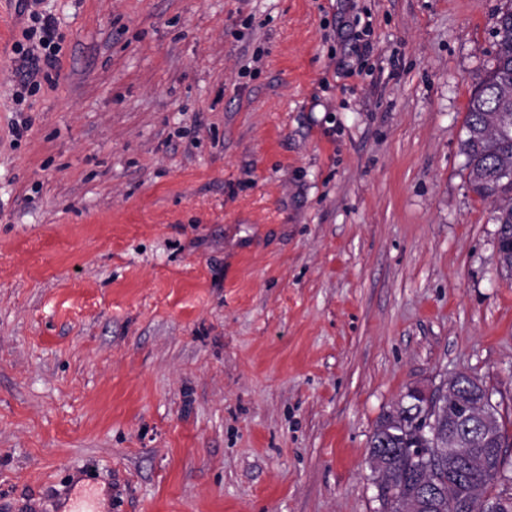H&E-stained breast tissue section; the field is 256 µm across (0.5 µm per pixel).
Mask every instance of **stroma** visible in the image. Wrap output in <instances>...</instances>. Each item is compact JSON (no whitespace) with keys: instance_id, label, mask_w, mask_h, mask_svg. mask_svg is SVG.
I'll list each match as a JSON object with an SVG mask.
<instances>
[{"instance_id":"obj_1","label":"stroma","mask_w":512,"mask_h":512,"mask_svg":"<svg viewBox=\"0 0 512 512\" xmlns=\"http://www.w3.org/2000/svg\"><path fill=\"white\" fill-rule=\"evenodd\" d=\"M507 0H41L0 54V512H380L368 444L512 275L466 106ZM259 62H252L253 54ZM30 20L39 25L40 37L38 45L24 48L23 45H15V53L19 55V64L16 70L21 75L24 86L37 82L40 72L55 68L58 62L59 47L55 42L56 22L50 15H44L36 9L30 10ZM41 49L42 53H39ZM42 64V66H41Z\"/></svg>"}]
</instances>
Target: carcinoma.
Returning a JSON list of instances; mask_svg holds the SVG:
<instances>
[{
    "instance_id": "cac0c4a2",
    "label": "carcinoma",
    "mask_w": 512,
    "mask_h": 512,
    "mask_svg": "<svg viewBox=\"0 0 512 512\" xmlns=\"http://www.w3.org/2000/svg\"><path fill=\"white\" fill-rule=\"evenodd\" d=\"M494 65L468 102L463 152L474 191L496 210L498 236L512 240V7L503 11L496 30ZM461 399L477 403L481 388L467 378L448 383ZM489 438H477L472 446L473 467L457 465L448 457L434 456L423 463L414 452L416 443L399 436L386 416L375 428L369 454L380 453L386 464L381 487L406 502H417L424 485L438 488L440 496L421 512H482L481 498L491 500L496 512H512V466L503 449L512 447L502 415ZM480 483L479 495L469 497L472 482Z\"/></svg>"
}]
</instances>
